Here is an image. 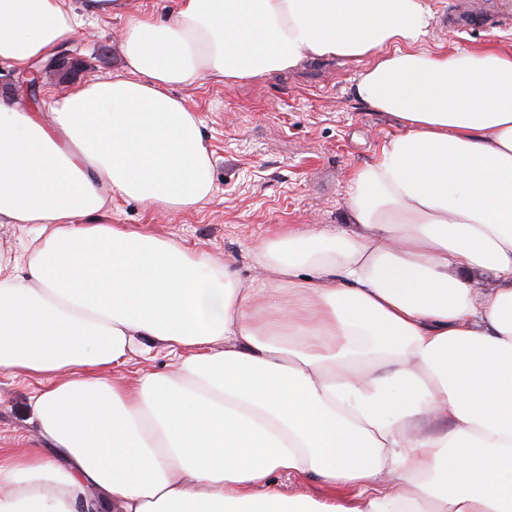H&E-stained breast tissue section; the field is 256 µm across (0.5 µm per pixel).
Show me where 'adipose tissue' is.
I'll return each mask as SVG.
<instances>
[{"label": "adipose tissue", "mask_w": 512, "mask_h": 512, "mask_svg": "<svg viewBox=\"0 0 512 512\" xmlns=\"http://www.w3.org/2000/svg\"><path fill=\"white\" fill-rule=\"evenodd\" d=\"M126 0H0V67L50 57ZM428 0H176L121 30L124 70L0 98V371L36 380L48 455L0 448V512H512V50L429 51ZM309 57L368 59L357 100L401 133L356 167L344 229L290 225L264 277L89 218L108 197H211L176 94ZM160 348L172 375H120ZM305 474L328 497L283 495ZM28 238V228L20 224H0V248L19 251ZM274 489L286 495L292 490H300L314 497H325L330 494L325 484L306 475H295L289 480L286 477H277L274 481Z\"/></svg>", "instance_id": "1"}]
</instances>
